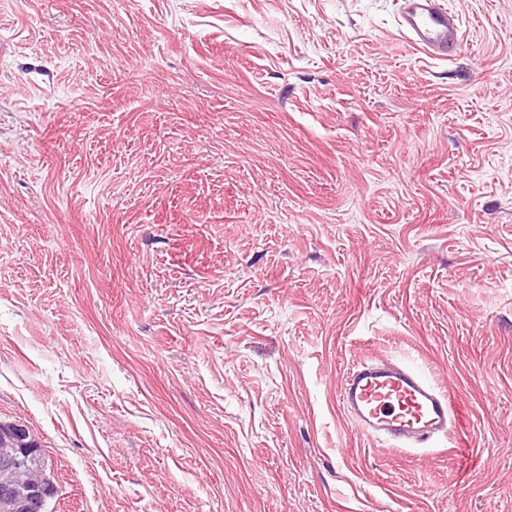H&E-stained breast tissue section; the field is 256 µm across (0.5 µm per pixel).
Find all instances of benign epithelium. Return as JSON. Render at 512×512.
<instances>
[{"mask_svg": "<svg viewBox=\"0 0 512 512\" xmlns=\"http://www.w3.org/2000/svg\"><path fill=\"white\" fill-rule=\"evenodd\" d=\"M47 461L33 444L0 448V512H30L34 504L54 493L45 483Z\"/></svg>", "mask_w": 512, "mask_h": 512, "instance_id": "7a95c632", "label": "benign epithelium"}]
</instances>
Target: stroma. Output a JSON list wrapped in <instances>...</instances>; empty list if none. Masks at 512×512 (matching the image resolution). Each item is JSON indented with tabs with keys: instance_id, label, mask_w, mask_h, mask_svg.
I'll return each instance as SVG.
<instances>
[{
	"instance_id": "35a3bbf8",
	"label": "stroma",
	"mask_w": 512,
	"mask_h": 512,
	"mask_svg": "<svg viewBox=\"0 0 512 512\" xmlns=\"http://www.w3.org/2000/svg\"><path fill=\"white\" fill-rule=\"evenodd\" d=\"M0 0V420L53 512H512V0ZM409 362L463 424L357 434ZM398 23L412 44L436 58L451 57L464 40L459 18L438 0H402ZM339 398L362 436L402 449L429 448L455 432L460 419L450 394L420 371L392 358H371L343 376Z\"/></svg>"
}]
</instances>
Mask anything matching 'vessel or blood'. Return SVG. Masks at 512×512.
Here are the masks:
<instances>
[{"mask_svg": "<svg viewBox=\"0 0 512 512\" xmlns=\"http://www.w3.org/2000/svg\"><path fill=\"white\" fill-rule=\"evenodd\" d=\"M399 25L412 44L436 58L452 56L463 43L458 17L438 0H402ZM339 398L357 433L393 447L424 448L460 425L449 394L391 358H371L349 369Z\"/></svg>", "mask_w": 512, "mask_h": 512, "instance_id": "1", "label": "vessel or blood"}]
</instances>
